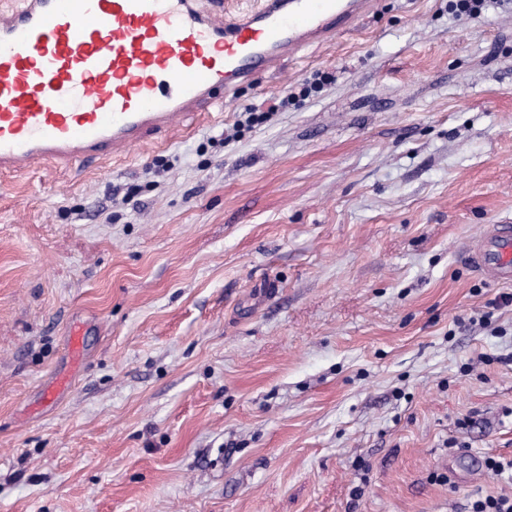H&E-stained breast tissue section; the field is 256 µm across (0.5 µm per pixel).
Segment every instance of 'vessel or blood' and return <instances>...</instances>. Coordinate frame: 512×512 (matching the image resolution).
Returning <instances> with one entry per match:
<instances>
[{"label": "vessel or blood", "instance_id": "1", "mask_svg": "<svg viewBox=\"0 0 512 512\" xmlns=\"http://www.w3.org/2000/svg\"><path fill=\"white\" fill-rule=\"evenodd\" d=\"M375 0H11L0 6V173L123 158L330 40ZM512 281V221L469 252Z\"/></svg>", "mask_w": 512, "mask_h": 512}]
</instances>
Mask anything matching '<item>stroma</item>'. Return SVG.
<instances>
[{"label":"stroma","mask_w":512,"mask_h":512,"mask_svg":"<svg viewBox=\"0 0 512 512\" xmlns=\"http://www.w3.org/2000/svg\"><path fill=\"white\" fill-rule=\"evenodd\" d=\"M318 73L321 91L238 126ZM505 217L512 4L379 0L171 139L0 175V512L511 495L483 462L512 458V304H495L512 283L465 258Z\"/></svg>","instance_id":"stroma-1"}]
</instances>
